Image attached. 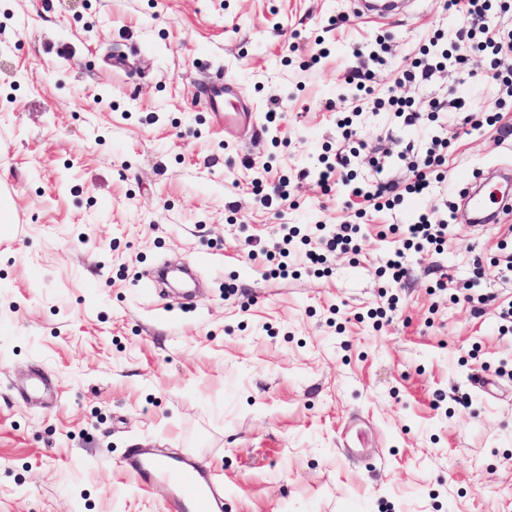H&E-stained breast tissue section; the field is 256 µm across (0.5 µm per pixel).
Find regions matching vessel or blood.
<instances>
[{
    "mask_svg": "<svg viewBox=\"0 0 512 512\" xmlns=\"http://www.w3.org/2000/svg\"><path fill=\"white\" fill-rule=\"evenodd\" d=\"M405 7L404 0H354L353 14L358 19H394ZM208 112L225 123L245 121L249 114L238 104L236 87L222 75H215L206 98ZM500 180L492 172L472 175L464 194L472 201L466 223L480 227L501 223L512 215V201L500 197L493 186ZM119 467L134 478L141 489L166 484L172 493L169 512H223L224 495L213 474L191 460H171L150 448H131Z\"/></svg>",
    "mask_w": 512,
    "mask_h": 512,
    "instance_id": "obj_1",
    "label": "vessel or blood"
}]
</instances>
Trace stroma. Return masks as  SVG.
Listing matches in <instances>:
<instances>
[{
    "label": "stroma",
    "mask_w": 512,
    "mask_h": 512,
    "mask_svg": "<svg viewBox=\"0 0 512 512\" xmlns=\"http://www.w3.org/2000/svg\"><path fill=\"white\" fill-rule=\"evenodd\" d=\"M447 3L364 23L350 0H0V186L14 218L0 231V512H166L165 487L116 467L136 447L212 470L224 512H512V377L497 374L512 368L497 307L512 278L496 267L512 220L453 221L401 282L380 272L397 241L383 226L460 207L466 175L512 167V97L494 80L452 66L402 79L434 33L454 43L463 21ZM337 14L348 24L329 28ZM382 34L374 85L421 118L362 112L353 183L405 184V144L444 138L447 186L360 218L348 186L324 195L300 172L346 151L344 77L354 47ZM219 70L247 128L203 106ZM457 99L496 121L463 131ZM247 159L290 178L279 212L250 193ZM357 222L360 253L331 254L322 275L267 277L265 254L243 248L281 224ZM159 262L196 266L194 306L151 286ZM467 281L473 300L454 298ZM37 370L52 389L35 398Z\"/></svg>",
    "instance_id": "35a3bbf8"
}]
</instances>
